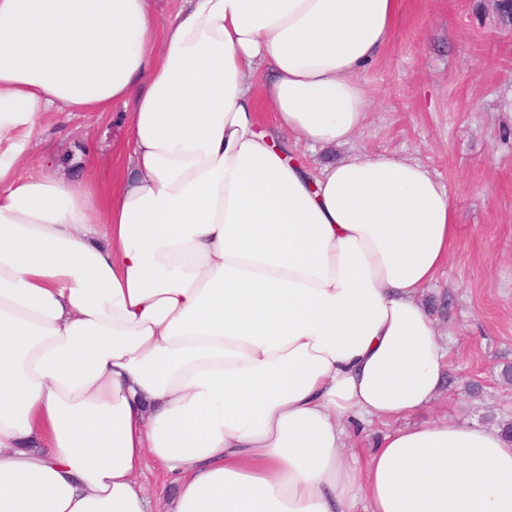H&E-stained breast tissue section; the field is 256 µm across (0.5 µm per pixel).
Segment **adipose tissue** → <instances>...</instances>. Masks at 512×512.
Wrapping results in <instances>:
<instances>
[{
    "instance_id": "adipose-tissue-1",
    "label": "adipose tissue",
    "mask_w": 512,
    "mask_h": 512,
    "mask_svg": "<svg viewBox=\"0 0 512 512\" xmlns=\"http://www.w3.org/2000/svg\"><path fill=\"white\" fill-rule=\"evenodd\" d=\"M400 0H0V512H512V442L429 406L457 241L423 164L352 149ZM127 115L107 195L24 175ZM274 126L260 127V108ZM347 152L311 171L293 148ZM123 103L110 112H59L49 118L22 164L26 174L46 171L75 184L94 183L101 192L112 173L128 167L123 144L128 137Z\"/></svg>"
}]
</instances>
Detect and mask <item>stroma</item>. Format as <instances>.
<instances>
[{"label": "stroma", "mask_w": 512, "mask_h": 512, "mask_svg": "<svg viewBox=\"0 0 512 512\" xmlns=\"http://www.w3.org/2000/svg\"><path fill=\"white\" fill-rule=\"evenodd\" d=\"M361 79L372 104L355 149L418 161L449 192L458 239L423 300L448 335L451 372L480 387H445L406 422L511 421L501 370L512 364V29L499 26L495 0H401L387 48ZM125 112L117 103L53 115L22 172L107 191L130 163Z\"/></svg>", "instance_id": "stroma-1"}]
</instances>
